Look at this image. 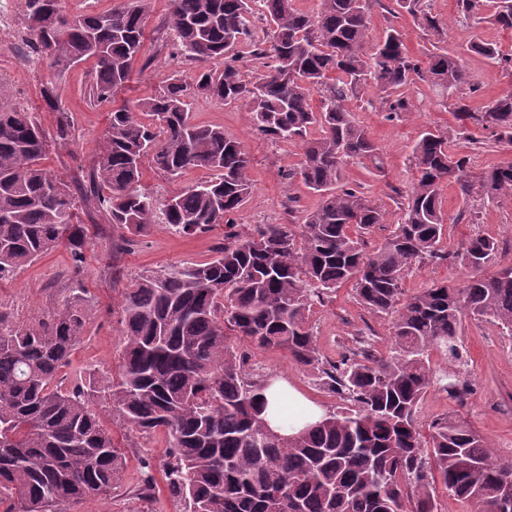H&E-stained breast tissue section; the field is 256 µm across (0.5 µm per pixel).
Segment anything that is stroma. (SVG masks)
<instances>
[{
    "mask_svg": "<svg viewBox=\"0 0 512 512\" xmlns=\"http://www.w3.org/2000/svg\"><path fill=\"white\" fill-rule=\"evenodd\" d=\"M431 13L447 28L445 44L464 53L470 79L478 87L470 97L471 105H481L502 93L512 91V72L483 57L469 53L467 47L476 38L496 43L501 51L512 54V31L493 24L461 25L455 23V0H426ZM14 19L13 26H0V100L33 112L48 135L49 148L44 165L71 183L81 182L88 174L109 125L113 103L136 107L138 101L159 90L163 80L177 72L192 80L197 66L181 57L167 32L169 0H149L147 28L143 49L133 63V78L119 92L115 102H101L93 95L91 62L75 65L61 75H53L47 62L30 61L25 50L27 31L24 25L25 0H0ZM396 25L413 56H420L429 40L408 14L390 15L380 6L370 13V36L379 38L389 25ZM52 82L58 109H50L42 97L45 82ZM410 111L388 117L382 94L370 90L364 101H351L355 120L372 134L383 151L384 167L376 171L359 163H348L345 178L360 186L372 200L396 212L389 198L391 187L410 189L415 180L411 150L422 131L428 128H460L456 113L442 105L439 96L425 82L411 93ZM68 116V135L59 138V112ZM196 121L223 127L227 137L240 141L249 149L253 163L249 171L253 192L237 213L242 229L258 224H300L303 217L317 208L319 195L301 182L284 179V169L301 159L299 146L272 142L254 129L245 108L217 99L193 102ZM78 223L88 230V245L81 269H74L73 259L65 247L53 248L16 275L0 280V311L9 313L17 325L48 316L59 308L69 289L85 292L86 325L81 343L62 368L59 378L63 388L87 384L91 373L100 368L117 369L124 346L120 323V300L125 288L131 287L145 271L159 270L168 264L205 263L215 257L224 244L223 227L194 236L180 235L157 225L147 233L134 236L110 224L107 215L85 206L78 210ZM480 233L495 238L501 248L499 262L512 264V205L484 206L477 223L448 224L442 246L453 251L469 236ZM466 272L460 266L431 263L412 269L403 282L412 294L436 281L461 283ZM309 321L321 352L335 359L351 347L354 338L374 333V345L387 350L391 345L388 316L375 314L359 304L351 285H343L325 305L314 306ZM461 343L466 363L461 371L472 384L473 392L464 407L448 399L443 392L430 391L420 410L421 424L459 410L471 421L478 433L504 457L512 456V336L495 325L470 317L464 318ZM239 351L247 366L263 375L287 378L307 398L324 409L340 406L338 397L322 390L312 372L294 362L287 351L258 350L248 345ZM91 403L106 427L111 428L117 446L126 450V465L121 480L110 496L93 497L70 504L66 512H181L171 498L161 469L167 446L163 431L150 434L131 432L117 426L112 418L109 393H92ZM152 473L156 490L150 501L141 503L135 492L145 473Z\"/></svg>",
    "mask_w": 512,
    "mask_h": 512,
    "instance_id": "1",
    "label": "stroma"
}]
</instances>
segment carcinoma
Returning a JSON list of instances; mask_svg holds the SVG:
<instances>
[{
	"label": "carcinoma",
	"instance_id": "cac0c4a2",
	"mask_svg": "<svg viewBox=\"0 0 512 512\" xmlns=\"http://www.w3.org/2000/svg\"><path fill=\"white\" fill-rule=\"evenodd\" d=\"M170 2L177 50L198 64L193 82L169 75L140 105L147 122L126 105L113 108L80 190L43 167L47 137L32 113L0 104V280L59 245L81 263L87 229L75 218L89 203L134 235L155 224L183 235L222 224L224 246L211 261L147 271L124 289L118 373L93 375L129 430L165 432L166 479L186 512H440L439 489L469 512H512V457L496 455L460 414L432 420L425 435L419 422L431 389L459 404L471 393L460 376L464 316L512 335V275L504 274L512 265L486 273L498 264V242L477 234L456 252L440 247L443 185H455L465 201L511 204L512 161L474 181L470 157L450 150L460 133L425 130L412 147L416 182L407 193L392 189L400 218L373 252L365 236L388 223V211L344 182L350 159L382 169L379 144L346 107L368 88L390 95L388 112L396 114L411 106L417 82H428L463 119L507 144L512 93L475 108L466 103L465 59L441 45L444 25L423 0H392L391 7L433 37L423 61L394 25L370 40L374 0H320L312 14L294 0ZM147 4L125 0L107 13L70 19L62 0H25L27 44L60 72L93 61L95 93L107 100L132 80ZM483 7V0H456L455 20L480 21ZM489 20L512 30V0H496ZM245 48L270 60L250 78L240 66ZM468 51L512 71V55L495 43L476 40ZM218 60L222 67L211 66ZM195 97L239 103L260 133L301 147L303 160L285 176L321 201L298 231L287 224L235 231V215L252 194L251 155L224 128L192 119ZM146 158L170 180L200 168L213 177L161 202L140 187ZM447 260L467 271L461 284L403 297L413 266ZM348 282L364 308L393 316L388 351L321 354L309 313ZM84 328L79 296L25 326L0 311V504L11 501L5 512H66L121 480L126 457L88 391L57 381ZM241 341L287 351L347 406L296 434H277L264 416L269 378L245 369ZM434 351L445 365H432Z\"/></svg>",
	"mask_w": 512,
	"mask_h": 512
}]
</instances>
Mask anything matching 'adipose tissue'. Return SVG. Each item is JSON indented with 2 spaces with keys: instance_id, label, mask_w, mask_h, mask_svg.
Returning <instances> with one entry per match:
<instances>
[{
  "instance_id": "ef3b65f1",
  "label": "adipose tissue",
  "mask_w": 512,
  "mask_h": 512,
  "mask_svg": "<svg viewBox=\"0 0 512 512\" xmlns=\"http://www.w3.org/2000/svg\"><path fill=\"white\" fill-rule=\"evenodd\" d=\"M266 415L271 428L290 434L323 415L322 407L305 398L287 379L272 380L264 392Z\"/></svg>"
}]
</instances>
